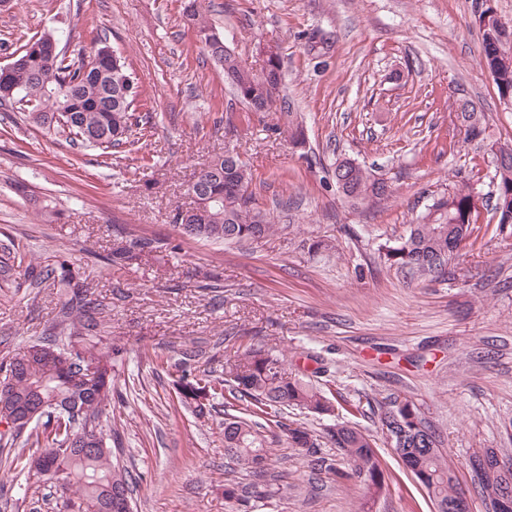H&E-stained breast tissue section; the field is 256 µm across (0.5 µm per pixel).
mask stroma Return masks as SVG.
<instances>
[{
	"label": "stroma",
	"mask_w": 512,
	"mask_h": 512,
	"mask_svg": "<svg viewBox=\"0 0 512 512\" xmlns=\"http://www.w3.org/2000/svg\"><path fill=\"white\" fill-rule=\"evenodd\" d=\"M481 0H204L210 25L242 64L278 45L284 80L274 108L240 104L183 20V0H0V65L18 37L52 31L66 50L101 38L125 59L150 113L137 153L111 154L0 122V262L66 259L104 308L114 392L106 406L120 464L137 479L133 512H234L224 496V409L200 418L173 382L184 352L223 378L224 361L274 347L290 372L361 405L350 425L373 439L389 479L371 512H433L425 489L391 448L374 409L411 400L435 431L470 512H488L466 461L495 448L512 457V225L498 229L484 150L454 127L452 103L486 112L493 139L512 144V103L482 57ZM292 104L303 149L270 137ZM233 147L249 190L276 226L243 244L183 236L187 184ZM387 178L393 197L351 206L336 190L338 158ZM471 180L485 200L477 242L445 279L410 275L382 247L408 234L433 197ZM155 241L142 261L103 262L115 237ZM324 249H316V242ZM213 287H201L204 273ZM50 289L0 279V359L55 321ZM269 471L281 495L251 512H358L361 492L308 468L285 443ZM49 485L0 467V512H64Z\"/></svg>",
	"instance_id": "obj_1"
}]
</instances>
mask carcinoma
I'll list each match as a JSON object with an SVG mask.
<instances>
[{"label":"carcinoma","mask_w":512,"mask_h":512,"mask_svg":"<svg viewBox=\"0 0 512 512\" xmlns=\"http://www.w3.org/2000/svg\"><path fill=\"white\" fill-rule=\"evenodd\" d=\"M183 18L192 26L207 54L221 66L224 81L248 104L264 106L269 97L267 84L282 85V58L275 53L263 60L258 70L241 64L230 51L213 42L216 33L208 24L202 0H184ZM482 48L487 68L496 73L494 82L501 98H512V56L504 54V44L512 37V27L505 30L494 17L480 27ZM54 38L45 31L31 36L15 47L18 66L0 73V106L25 112L37 127L62 129L88 147L108 149L131 140L133 127L145 126L150 117L135 115L137 86L121 57H112L107 46L91 55L80 49L70 56L62 52L50 57L37 45ZM455 109L463 119L471 120L465 138L477 144L493 145L485 113L466 98L455 101ZM273 134H288L296 142L304 135L298 113L287 109L278 122L269 127ZM345 167L343 197L352 206L366 202L389 200L394 191H386L381 182L349 158L336 161ZM207 181L197 182L193 191L203 204L202 211L192 214L179 210L174 222L181 232L194 239L220 242L259 240L274 231L266 213L254 206L248 193L250 174L241 160L228 161L222 155L205 164ZM497 195L494 210L498 228L512 219V164L494 168ZM473 188L468 184L433 199L409 234L395 245H384L390 265L409 269L435 279L446 275V265L462 251L473 232L475 212L469 201ZM150 242L128 238L116 242L105 260L114 267L130 265L141 258ZM23 278L56 289L59 313L57 320L45 331V338L19 347L0 361V424L23 416L36 403L45 402L44 409L29 427L23 422L0 430V455L5 463L25 474L26 480L48 482L30 461L43 448H71L62 457L60 466L67 472V482L60 489V498L68 512H82V505L104 506L116 491L132 492L133 478L128 469L114 460L112 446L101 425L103 407L112 396V352L98 348L97 336L102 330V304L91 286L79 280L75 269L62 260L55 265L30 262L23 269ZM224 371L231 374L219 380L206 370L181 367L175 386L182 406L204 417L215 409V401L229 395L251 405L247 411L224 418V474L238 466L254 477L267 475L271 447L280 434L288 445L307 458L308 466L336 480L351 483L363 491L365 501L379 496L388 475L372 439L362 431L337 422L327 429L330 441L340 457L317 454V436L305 427L288 424V408L297 407L306 413L332 417L336 412V393L323 389L313 378L325 373L319 367L313 376L288 372L285 361L274 350L252 346L227 359ZM265 419L261 424L255 418ZM378 417L391 447L404 449V464L415 476L425 477V487L434 504L446 503L460 494L453 476L438 449L434 434L420 417L417 407L409 401L393 400L378 408ZM26 434L23 446L14 449L15 441ZM85 448H96L89 455ZM474 483L482 494L492 486L512 482V472L490 470L482 474L472 471ZM224 495L241 507L251 501L268 502L278 496L266 485L241 484L225 479Z\"/></svg>","instance_id":"obj_1"}]
</instances>
